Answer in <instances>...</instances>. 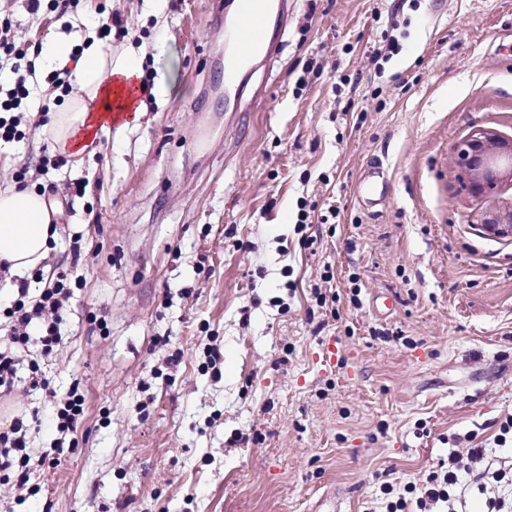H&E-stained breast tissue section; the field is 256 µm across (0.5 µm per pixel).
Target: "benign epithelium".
I'll use <instances>...</instances> for the list:
<instances>
[{
    "mask_svg": "<svg viewBox=\"0 0 512 512\" xmlns=\"http://www.w3.org/2000/svg\"><path fill=\"white\" fill-rule=\"evenodd\" d=\"M459 180L475 195L485 196L503 177L512 179V140L478 126L454 148ZM479 224L491 235L512 238V208L494 202L478 215Z\"/></svg>",
    "mask_w": 512,
    "mask_h": 512,
    "instance_id": "1",
    "label": "benign epithelium"
}]
</instances>
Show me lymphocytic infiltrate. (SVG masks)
<instances>
[{
	"label": "lymphocytic infiltrate",
	"mask_w": 512,
	"mask_h": 512,
	"mask_svg": "<svg viewBox=\"0 0 512 512\" xmlns=\"http://www.w3.org/2000/svg\"><path fill=\"white\" fill-rule=\"evenodd\" d=\"M11 26L10 18H0V64L9 63L14 75L9 87L0 86V141L18 142L25 139L26 131L17 111L30 95L33 71L21 66L27 51L9 40ZM34 282L42 286L35 297L30 294ZM71 296L68 273L47 275L38 268L31 279L17 281L11 300L0 308V394H13L19 383L25 382L55 400L57 438L40 456L30 453L29 428L23 418H14L8 429L0 430V485L11 483L33 495L38 489L29 483L31 473L59 465L64 440L77 432L85 413V396L79 384L57 396L39 362L61 341L63 312ZM463 472L470 475L480 493L486 494L487 512H505V499L489 495L486 481L491 478L511 487L512 459L487 456L480 448L469 449L464 456L449 453L447 467L431 471L421 484L410 482L400 489L382 484L379 491L384 512H464L466 499L456 491Z\"/></svg>",
	"instance_id": "1"
}]
</instances>
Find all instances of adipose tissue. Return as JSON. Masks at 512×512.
<instances>
[{
  "label": "adipose tissue",
  "mask_w": 512,
  "mask_h": 512,
  "mask_svg": "<svg viewBox=\"0 0 512 512\" xmlns=\"http://www.w3.org/2000/svg\"><path fill=\"white\" fill-rule=\"evenodd\" d=\"M74 46L73 39L51 36L39 48L45 65H69L74 71L73 91L61 111L49 113L46 126L57 149L72 156L87 150L83 135L94 128L98 113L124 110L119 90L139 70L135 56L113 57L111 48L98 40H87L79 53ZM58 215L44 194L14 184L0 186V261L9 263L11 274L25 275L48 258L58 238Z\"/></svg>",
  "instance_id": "ef3b65f1"
}]
</instances>
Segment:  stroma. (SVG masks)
Listing matches in <instances>:
<instances>
[{
  "label": "stroma",
  "mask_w": 512,
  "mask_h": 512,
  "mask_svg": "<svg viewBox=\"0 0 512 512\" xmlns=\"http://www.w3.org/2000/svg\"><path fill=\"white\" fill-rule=\"evenodd\" d=\"M0 12L31 50L120 18L113 56L154 75L136 119L55 169L40 168L57 152L43 90L20 110L26 139L0 143V183L28 169L61 210L44 269L75 286L41 367L86 398L75 448L32 474L36 498L0 488V512H367L382 483L420 482L450 451L503 454L512 239L475 223L487 200L452 150L475 125L512 137V0H288L276 51L225 108L231 0ZM389 28L400 50L373 64ZM326 283L332 315L312 295ZM52 410L22 386L0 421L30 420L36 453Z\"/></svg>",
  "instance_id": "obj_1"
}]
</instances>
